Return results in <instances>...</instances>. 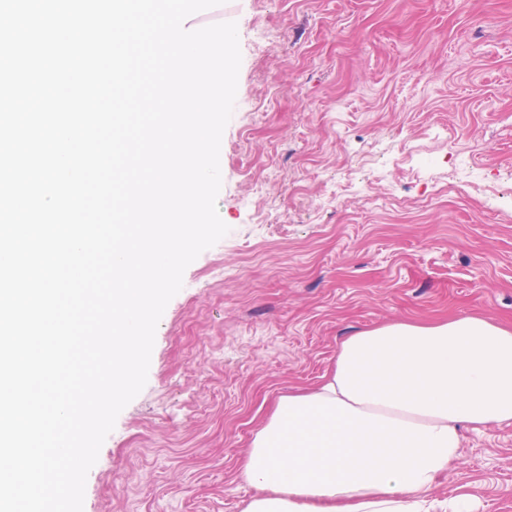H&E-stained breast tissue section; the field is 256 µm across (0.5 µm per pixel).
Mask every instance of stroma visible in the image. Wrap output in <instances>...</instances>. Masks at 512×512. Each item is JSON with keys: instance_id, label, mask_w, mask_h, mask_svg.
<instances>
[{"instance_id": "obj_1", "label": "stroma", "mask_w": 512, "mask_h": 512, "mask_svg": "<svg viewBox=\"0 0 512 512\" xmlns=\"http://www.w3.org/2000/svg\"><path fill=\"white\" fill-rule=\"evenodd\" d=\"M196 21L238 27L229 231L186 268L83 512H242L254 432L344 337L512 325V0H225ZM433 495L512 512V422L465 431Z\"/></svg>"}]
</instances>
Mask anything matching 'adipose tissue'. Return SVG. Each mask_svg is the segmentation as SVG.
<instances>
[{
	"label": "adipose tissue",
	"mask_w": 512,
	"mask_h": 512,
	"mask_svg": "<svg viewBox=\"0 0 512 512\" xmlns=\"http://www.w3.org/2000/svg\"><path fill=\"white\" fill-rule=\"evenodd\" d=\"M512 421V328L467 316L345 337L316 385L254 433L243 512H431L462 430Z\"/></svg>",
	"instance_id": "1"
}]
</instances>
